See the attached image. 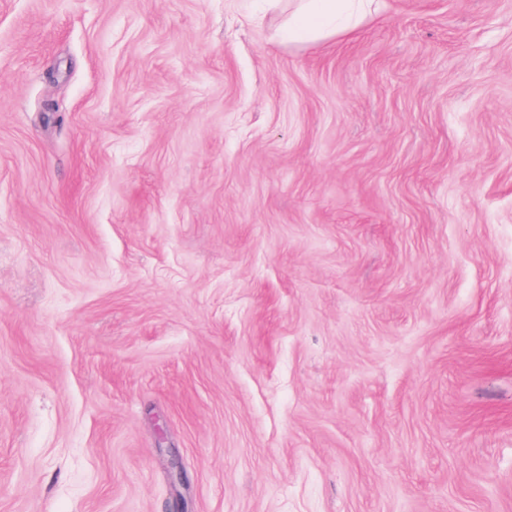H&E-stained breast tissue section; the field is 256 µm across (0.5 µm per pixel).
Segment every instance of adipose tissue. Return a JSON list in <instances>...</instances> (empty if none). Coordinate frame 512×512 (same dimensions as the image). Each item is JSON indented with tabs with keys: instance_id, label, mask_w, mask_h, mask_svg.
Returning a JSON list of instances; mask_svg holds the SVG:
<instances>
[{
	"instance_id": "ef3b65f1",
	"label": "adipose tissue",
	"mask_w": 512,
	"mask_h": 512,
	"mask_svg": "<svg viewBox=\"0 0 512 512\" xmlns=\"http://www.w3.org/2000/svg\"><path fill=\"white\" fill-rule=\"evenodd\" d=\"M371 0H305L288 29L289 38L307 40L354 28Z\"/></svg>"
}]
</instances>
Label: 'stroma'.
<instances>
[{"label":"stroma","instance_id":"obj_1","mask_svg":"<svg viewBox=\"0 0 512 512\" xmlns=\"http://www.w3.org/2000/svg\"><path fill=\"white\" fill-rule=\"evenodd\" d=\"M299 7L0 0V512H512V0ZM374 0H305L288 39L307 40L354 28Z\"/></svg>","mask_w":512,"mask_h":512}]
</instances>
